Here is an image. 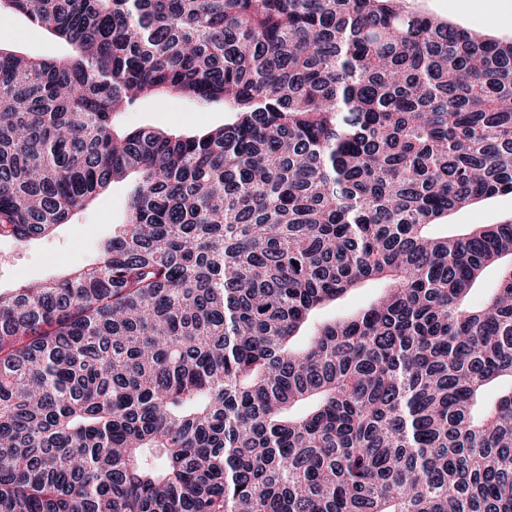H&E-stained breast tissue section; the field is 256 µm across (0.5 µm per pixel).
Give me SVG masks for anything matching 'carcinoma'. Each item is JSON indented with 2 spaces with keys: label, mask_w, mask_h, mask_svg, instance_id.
I'll return each instance as SVG.
<instances>
[{
  "label": "carcinoma",
  "mask_w": 512,
  "mask_h": 512,
  "mask_svg": "<svg viewBox=\"0 0 512 512\" xmlns=\"http://www.w3.org/2000/svg\"><path fill=\"white\" fill-rule=\"evenodd\" d=\"M14 15L70 50L0 46V235L135 183L95 262L0 293V512H512V221L434 231L512 194V41L407 0ZM161 96L234 120L117 129ZM371 295L372 289L362 288L352 292L336 303L327 306L321 311V314L323 317L333 318L338 315L353 313L361 308L369 300Z\"/></svg>",
  "instance_id": "obj_1"
}]
</instances>
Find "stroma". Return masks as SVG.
Segmentation results:
<instances>
[{
    "label": "stroma",
    "mask_w": 512,
    "mask_h": 512,
    "mask_svg": "<svg viewBox=\"0 0 512 512\" xmlns=\"http://www.w3.org/2000/svg\"><path fill=\"white\" fill-rule=\"evenodd\" d=\"M414 10L448 21L454 27L495 40H512V0H411ZM0 44L34 55L59 56L64 45L49 33L19 16L0 25ZM231 119L223 104L202 110L192 102L146 101L125 113L127 127H154L190 133L202 127H219ZM127 190L116 184L80 211L74 223L25 243L0 237V290L63 277L92 261L100 243L112 236L122 221ZM449 223L502 224L512 221V194H499L475 206L450 213Z\"/></svg>",
    "instance_id": "stroma-1"
}]
</instances>
